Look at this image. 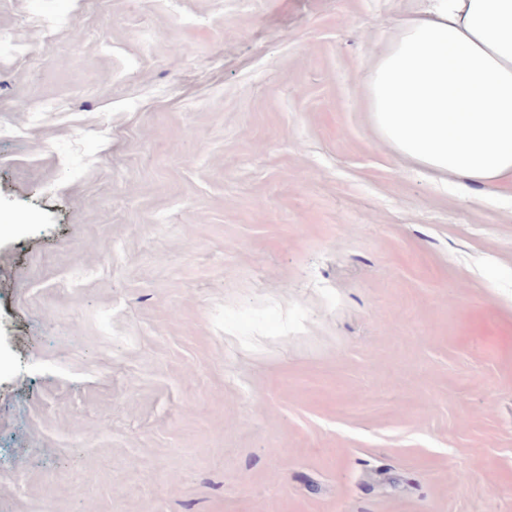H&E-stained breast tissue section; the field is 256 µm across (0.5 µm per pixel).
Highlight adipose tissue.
I'll list each match as a JSON object with an SVG mask.
<instances>
[{"mask_svg":"<svg viewBox=\"0 0 512 512\" xmlns=\"http://www.w3.org/2000/svg\"><path fill=\"white\" fill-rule=\"evenodd\" d=\"M368 110L435 174L512 181V0H420L374 63Z\"/></svg>","mask_w":512,"mask_h":512,"instance_id":"adipose-tissue-1","label":"adipose tissue"}]
</instances>
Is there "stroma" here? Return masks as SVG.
<instances>
[{"instance_id":"stroma-1","label":"stroma","mask_w":512,"mask_h":512,"mask_svg":"<svg viewBox=\"0 0 512 512\" xmlns=\"http://www.w3.org/2000/svg\"><path fill=\"white\" fill-rule=\"evenodd\" d=\"M412 0H0V512H512V185L383 141Z\"/></svg>"}]
</instances>
